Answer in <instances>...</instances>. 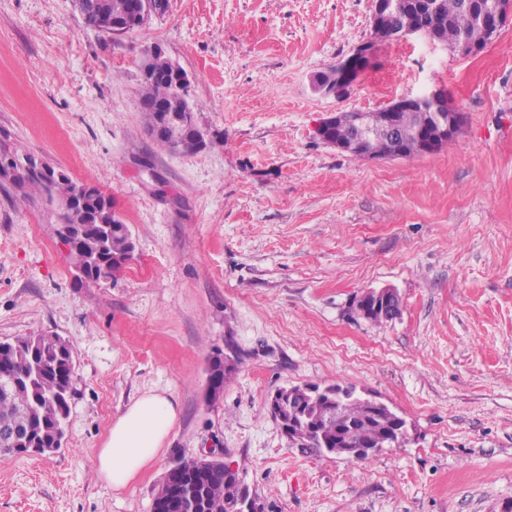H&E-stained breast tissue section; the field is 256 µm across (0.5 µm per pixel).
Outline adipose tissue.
Here are the masks:
<instances>
[{
  "mask_svg": "<svg viewBox=\"0 0 512 512\" xmlns=\"http://www.w3.org/2000/svg\"><path fill=\"white\" fill-rule=\"evenodd\" d=\"M177 418L176 407L166 394L143 392L116 417L98 448L93 466L99 477L114 490L127 487L159 458Z\"/></svg>",
  "mask_w": 512,
  "mask_h": 512,
  "instance_id": "1",
  "label": "adipose tissue"
}]
</instances>
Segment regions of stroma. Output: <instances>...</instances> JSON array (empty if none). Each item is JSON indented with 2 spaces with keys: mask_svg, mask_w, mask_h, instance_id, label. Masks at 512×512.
Masks as SVG:
<instances>
[{
  "mask_svg": "<svg viewBox=\"0 0 512 512\" xmlns=\"http://www.w3.org/2000/svg\"><path fill=\"white\" fill-rule=\"evenodd\" d=\"M371 0H169L112 35L74 0H0V136L111 197L135 244L82 284L40 193L0 189V340L51 332L77 355L66 444L0 457V512H152L177 456L242 468L263 512H501L512 504V21L462 56L383 42L348 98L310 80L371 37ZM186 71L207 145L158 146L140 62ZM443 88L463 115L439 151L369 161L314 137L330 112ZM394 288L377 324L355 301ZM241 352L216 403L207 371ZM352 384L409 425L362 461L288 442L278 389ZM178 420L125 489L92 459L147 390Z\"/></svg>",
  "mask_w": 512,
  "mask_h": 512,
  "instance_id": "35a3bbf8",
  "label": "stroma"
}]
</instances>
